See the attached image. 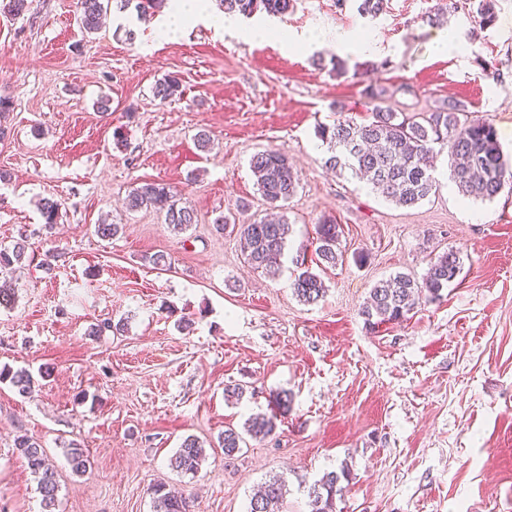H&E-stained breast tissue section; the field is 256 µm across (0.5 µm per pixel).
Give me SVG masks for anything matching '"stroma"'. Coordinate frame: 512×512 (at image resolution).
Masks as SVG:
<instances>
[{"label": "stroma", "instance_id": "1", "mask_svg": "<svg viewBox=\"0 0 512 512\" xmlns=\"http://www.w3.org/2000/svg\"><path fill=\"white\" fill-rule=\"evenodd\" d=\"M77 2L0 11V95L11 102L0 246L23 235L29 244L0 305V368L37 375L27 395L0 383V512L42 510L14 445L21 434L57 471L55 512H153L160 483L189 495L193 512H248L276 475L287 489L279 512H309V486L344 464L351 481L337 512H512V196L462 195L443 150L436 192L399 207L327 170L316 136L339 119L367 122L376 106L426 114L456 101L490 118L512 154V0H495L484 28L464 7L423 22L432 0H389L375 19L354 0H296L273 19L284 43L201 25L157 41L155 13L132 6L110 9L89 35ZM442 27L459 44L446 55L431 48ZM319 31L369 37L375 51L344 52L352 71L336 75L334 47H300ZM168 75L182 94L163 103L153 87ZM270 149L286 151L299 175L273 276L250 267L236 230L266 214L249 160ZM149 181L170 186L196 224L177 234L162 212L128 210V193ZM45 198L60 204L50 233ZM230 213L236 225L217 230ZM326 218L342 257L307 305L292 288L296 260L316 266ZM104 219L121 225L116 237L96 235ZM450 250L461 271L439 300L366 325L360 309L377 282L421 278ZM158 253L170 269L151 263ZM122 318L127 332L92 335ZM229 385L241 397H225ZM283 391L291 404L274 434L225 456L221 432L272 415ZM190 435L207 453L194 476L169 465ZM72 442L91 461L81 475L66 457Z\"/></svg>", "mask_w": 512, "mask_h": 512}]
</instances>
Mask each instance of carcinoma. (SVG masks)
I'll return each instance as SVG.
<instances>
[{"label":"carcinoma","mask_w":512,"mask_h":512,"mask_svg":"<svg viewBox=\"0 0 512 512\" xmlns=\"http://www.w3.org/2000/svg\"><path fill=\"white\" fill-rule=\"evenodd\" d=\"M116 2L124 9L130 0H79V21L83 30L94 33L101 19ZM224 12L251 16L257 12L268 15H283L294 9L296 0H222ZM476 7L479 26L494 21V0H471ZM388 0H358L357 10L363 16L376 18L385 13ZM154 96L167 102L181 95L177 78L166 76L153 87ZM316 136L325 144L331 155L325 164L341 173H349L375 188L383 196L401 207H412L429 197L436 188L434 169L428 164L429 155L435 147L448 149L450 156L449 177L459 192L481 201H492L503 191L512 193V164L505 157L496 128L488 118L467 115L465 106L456 102L448 104V110H436L427 117L394 112L376 107L371 119L362 124L349 120H338L331 126L320 125ZM250 168L256 186L263 199L273 208H281L294 196L299 178L288 154L282 150H266L254 154ZM126 206L130 210L158 208L165 212V221L172 231L181 233L195 223L192 208L180 206L174 200L169 186L159 182H143L134 187L127 196ZM60 204L46 199L41 213L46 229L57 224ZM339 225L331 219L317 226L316 254L322 263L331 267L339 261L336 251ZM240 235L246 243L247 262L256 269L268 273L276 272V260L283 255L289 234L287 219L256 221L239 225ZM26 256L25 241L13 247L0 248V274H9L15 265ZM301 271L293 282L298 299L306 304L318 302L326 291L321 277L300 262ZM461 263L454 251L444 252L430 263L424 276L417 280L407 274L397 273L379 281L370 291L360 314L372 329L381 324L398 321L406 317L419 304V300H437L441 291L460 274ZM10 382L18 393H30L34 385L32 374L20 369L0 370V382ZM276 429L274 417L250 418L240 433L227 428L219 437L224 455L232 456L242 450L243 434L266 437ZM15 447L24 458L27 468L35 475L42 496L44 512L55 508L58 482L53 465L38 439L19 435ZM72 471L83 474L90 465L83 449L73 443L67 448ZM206 459L204 443L193 436L186 437L170 459L173 470L184 474H196ZM350 471L344 466L340 471L325 473L308 489L310 512H336V497L343 495ZM286 490L284 477H275L263 486V490L252 498L249 512H279ZM156 512H191L190 500L183 495L165 491L159 485L154 489Z\"/></svg>","instance_id":"carcinoma-1"}]
</instances>
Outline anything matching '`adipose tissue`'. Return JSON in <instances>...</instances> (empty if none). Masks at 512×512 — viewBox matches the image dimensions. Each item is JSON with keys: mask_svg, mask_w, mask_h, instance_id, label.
<instances>
[{"mask_svg": "<svg viewBox=\"0 0 512 512\" xmlns=\"http://www.w3.org/2000/svg\"><path fill=\"white\" fill-rule=\"evenodd\" d=\"M198 24L218 33L236 35L246 41L264 39L269 31L265 22L257 21L244 26L237 15L214 12L208 0H171L163 13L155 18L153 28L156 38L166 40L175 33Z\"/></svg>", "mask_w": 512, "mask_h": 512, "instance_id": "ef3b65f1", "label": "adipose tissue"}]
</instances>
